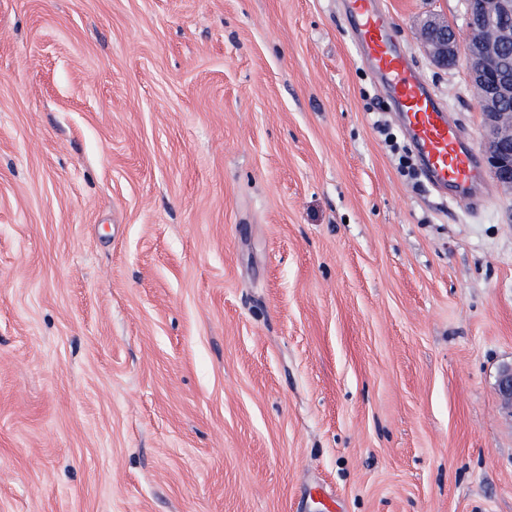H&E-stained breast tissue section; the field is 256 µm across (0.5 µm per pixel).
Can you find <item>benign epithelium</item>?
<instances>
[{
  "instance_id": "obj_1",
  "label": "benign epithelium",
  "mask_w": 512,
  "mask_h": 512,
  "mask_svg": "<svg viewBox=\"0 0 512 512\" xmlns=\"http://www.w3.org/2000/svg\"><path fill=\"white\" fill-rule=\"evenodd\" d=\"M469 36L458 43L448 24L423 19L419 37L433 62L443 68L453 66L459 52L470 61L469 80L480 98L484 117L487 163L498 183L512 190V68L500 61L503 49L512 45V28L494 27L498 19L512 15V0H463ZM497 390L503 408L512 414V365H504L497 375Z\"/></svg>"
}]
</instances>
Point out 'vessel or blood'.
Returning a JSON list of instances; mask_svg holds the SVG:
<instances>
[{
    "label": "vessel or blood",
    "instance_id": "obj_1",
    "mask_svg": "<svg viewBox=\"0 0 512 512\" xmlns=\"http://www.w3.org/2000/svg\"><path fill=\"white\" fill-rule=\"evenodd\" d=\"M343 10L359 56L384 87L425 181L456 199L478 196L486 188L478 159L444 103L391 40V17L381 0H344Z\"/></svg>",
    "mask_w": 512,
    "mask_h": 512
}]
</instances>
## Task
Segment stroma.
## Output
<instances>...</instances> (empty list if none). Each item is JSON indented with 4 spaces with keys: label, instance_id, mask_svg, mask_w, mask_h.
<instances>
[{
    "label": "stroma",
    "instance_id": "1",
    "mask_svg": "<svg viewBox=\"0 0 512 512\" xmlns=\"http://www.w3.org/2000/svg\"><path fill=\"white\" fill-rule=\"evenodd\" d=\"M377 118L342 0H0V512H512V192Z\"/></svg>",
    "mask_w": 512,
    "mask_h": 512
}]
</instances>
